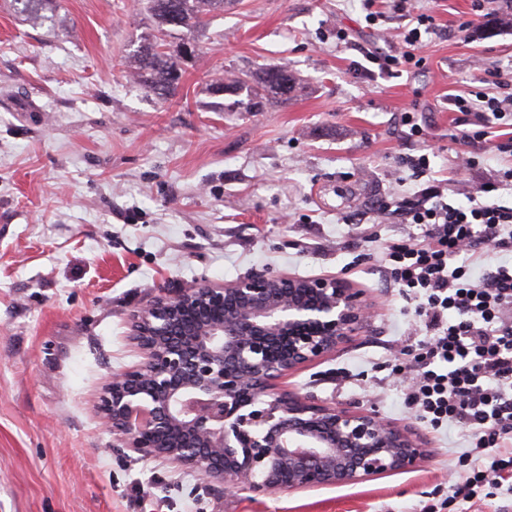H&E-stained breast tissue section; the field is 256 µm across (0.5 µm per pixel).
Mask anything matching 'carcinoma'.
Returning a JSON list of instances; mask_svg holds the SVG:
<instances>
[{"mask_svg": "<svg viewBox=\"0 0 512 512\" xmlns=\"http://www.w3.org/2000/svg\"><path fill=\"white\" fill-rule=\"evenodd\" d=\"M18 12L29 20L41 18L56 11V0H14ZM224 8V0H148L147 11L154 24L156 35L138 50L137 68L145 88L165 99L175 94L181 81L180 63L189 58L187 42L172 45L167 42L173 31L200 24L213 10ZM255 81L250 88L252 98L245 108L255 112L261 106L264 95L288 99L294 91V83L288 71L282 67H266L258 74H248Z\"/></svg>", "mask_w": 512, "mask_h": 512, "instance_id": "obj_1", "label": "carcinoma"}]
</instances>
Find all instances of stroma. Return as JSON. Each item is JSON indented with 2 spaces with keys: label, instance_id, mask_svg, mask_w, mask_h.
<instances>
[{
  "label": "stroma",
  "instance_id": "stroma-1",
  "mask_svg": "<svg viewBox=\"0 0 512 512\" xmlns=\"http://www.w3.org/2000/svg\"><path fill=\"white\" fill-rule=\"evenodd\" d=\"M60 2L31 23L0 0V512H462L464 428L433 430L392 384L425 329L381 252L420 229L370 215L440 180L466 203L512 167L491 141H464L480 115L458 124L448 103L481 90L483 69L512 73L507 0H419L435 24L426 62L399 75L377 58L417 22L392 0H375L373 24L363 0H234L174 35L196 52L168 100L136 77L154 33L142 0ZM269 66L294 77L288 101L247 112L246 92L219 89ZM424 151L430 168L412 175L404 159ZM463 153L475 166L458 168ZM261 270L365 290L359 335L280 384L410 426L427 448L416 468L258 495L141 459L100 427L97 393L142 360L132 309Z\"/></svg>",
  "mask_w": 512,
  "mask_h": 512
}]
</instances>
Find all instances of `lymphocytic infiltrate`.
I'll return each instance as SVG.
<instances>
[{
  "mask_svg": "<svg viewBox=\"0 0 512 512\" xmlns=\"http://www.w3.org/2000/svg\"><path fill=\"white\" fill-rule=\"evenodd\" d=\"M489 76L496 93L452 94L450 105L465 115L504 119L512 112V78L494 70ZM447 189L441 181L382 201L375 214L383 220L398 214L425 229L383 255L389 281L418 298L426 331L398 381L405 405L433 429L466 428L472 465L454 491L473 504L486 483L512 480V205L451 204Z\"/></svg>",
  "mask_w": 512,
  "mask_h": 512,
  "instance_id": "f902f5d3",
  "label": "lymphocytic infiltrate"
}]
</instances>
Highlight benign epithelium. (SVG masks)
Here are the masks:
<instances>
[{"mask_svg":"<svg viewBox=\"0 0 512 512\" xmlns=\"http://www.w3.org/2000/svg\"><path fill=\"white\" fill-rule=\"evenodd\" d=\"M369 310L336 278L253 272L162 289L130 312L143 361L112 374L97 417L143 458L262 495L413 469L425 449L408 428L277 386L357 334Z\"/></svg>","mask_w":512,"mask_h":512,"instance_id":"obj_1","label":"benign epithelium"}]
</instances>
